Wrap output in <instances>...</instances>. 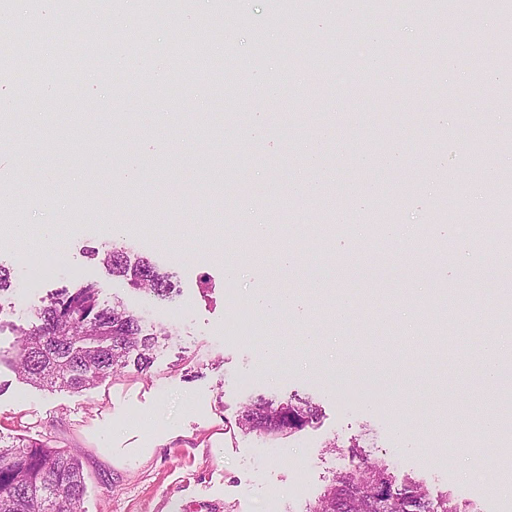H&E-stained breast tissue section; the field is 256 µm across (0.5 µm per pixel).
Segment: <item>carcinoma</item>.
Wrapping results in <instances>:
<instances>
[{"mask_svg":"<svg viewBox=\"0 0 512 512\" xmlns=\"http://www.w3.org/2000/svg\"><path fill=\"white\" fill-rule=\"evenodd\" d=\"M412 0H365L380 15L405 9ZM318 0H273L276 14L311 13ZM13 38L0 37V81L15 75ZM103 262L112 275L158 297L174 290L168 275L147 259L131 262L126 248L112 243ZM39 323L19 328L18 350L8 360L16 376L36 387L82 391L128 367L148 370L154 361L158 331L121 302L100 301L91 281L50 293L38 311ZM319 406L302 399H252L234 415L242 431L280 439L311 425ZM357 463L336 473L307 512H475L452 493L432 494L420 482L398 478L388 465L373 460L360 443L349 448ZM86 482L77 455L41 439L5 441L0 436V512H84Z\"/></svg>","mask_w":512,"mask_h":512,"instance_id":"1","label":"carcinoma"}]
</instances>
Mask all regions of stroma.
<instances>
[{"instance_id": "stroma-1", "label": "stroma", "mask_w": 512, "mask_h": 512, "mask_svg": "<svg viewBox=\"0 0 512 512\" xmlns=\"http://www.w3.org/2000/svg\"><path fill=\"white\" fill-rule=\"evenodd\" d=\"M36 4L48 53L65 57L91 32L104 58L66 95L28 93L20 77L0 88L8 208L27 223L59 225L69 240L62 272L34 280L28 268L53 244L29 250L0 235V265L12 274L0 297V352L15 350L18 327L36 323L53 289L82 280L169 337L148 371L130 368L80 392L36 388L1 366L0 436L76 452L85 512H304L351 468L357 439L398 477L450 491L477 512H512L497 447L482 443L476 470V454L448 439L474 403L501 413L499 388L482 380L488 337L512 352V253L488 235L512 224L497 203L512 175V37L490 38L504 9L476 15L471 0H438L387 15L379 39L352 31L331 49L324 30L341 21L337 2L295 25L274 17L269 0H194L145 34L140 51L155 79L144 85L130 76L122 27L140 25L151 0H98L71 24L54 0H8L0 34L21 33ZM202 39L236 68L186 76L171 93L174 67ZM442 44L459 74L452 86L435 65ZM475 58L492 69L476 73ZM339 67L342 81L314 77ZM250 70L274 95L240 94ZM258 115L261 140L248 136ZM309 150L318 164L305 174ZM133 159L137 177L119 178ZM49 196L59 200L51 211ZM359 199L393 212L391 247L363 252L338 238L323 250L306 236L311 222L346 223ZM461 210L482 234L461 232ZM251 213L277 227L276 244L242 239L238 225ZM101 224L123 225L120 242L171 273L177 295L148 296L87 257L110 243ZM281 247L299 265L341 261L346 271L314 293L277 269ZM475 261L486 270L479 284L461 275ZM257 262L271 287L296 295L290 315L256 311ZM345 303L349 316L337 317ZM267 336L279 341L274 365ZM351 366L385 379L381 399L359 398ZM259 396L309 398L321 414L275 441L227 427Z\"/></svg>"}]
</instances>
